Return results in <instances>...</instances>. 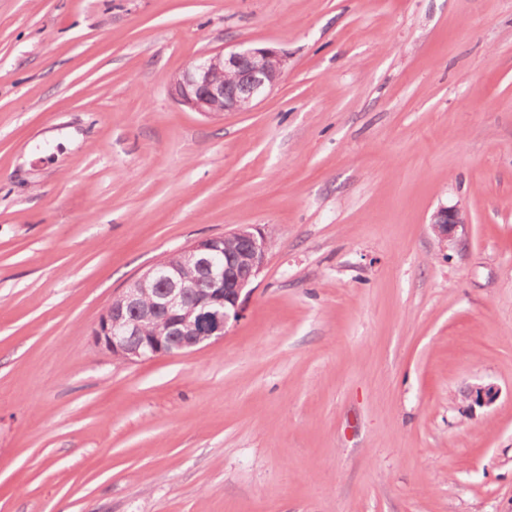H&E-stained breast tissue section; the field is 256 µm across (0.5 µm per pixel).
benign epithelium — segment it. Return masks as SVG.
<instances>
[{
	"instance_id": "1",
	"label": "benign epithelium",
	"mask_w": 512,
	"mask_h": 512,
	"mask_svg": "<svg viewBox=\"0 0 512 512\" xmlns=\"http://www.w3.org/2000/svg\"><path fill=\"white\" fill-rule=\"evenodd\" d=\"M284 67V54L273 48L243 45L229 53L213 51L175 74L169 82L170 94L204 116L248 112L273 90ZM231 84L242 87V92L230 94ZM466 223L458 207L441 206L432 215L431 229L446 242ZM229 239L241 247L227 250L224 243ZM270 241L257 226L241 225L228 235L200 238L154 263L112 298V311L104 312L94 327L95 342L125 363L211 344L224 336L230 321L240 317L242 295L266 266ZM188 268L199 273L205 285L193 303L186 299V289L191 287L185 277ZM160 283L164 292L154 300L152 290ZM157 320L164 326L151 336L142 335L143 324ZM496 397L492 385L474 386L467 392V398L478 405L489 406Z\"/></svg>"
}]
</instances>
